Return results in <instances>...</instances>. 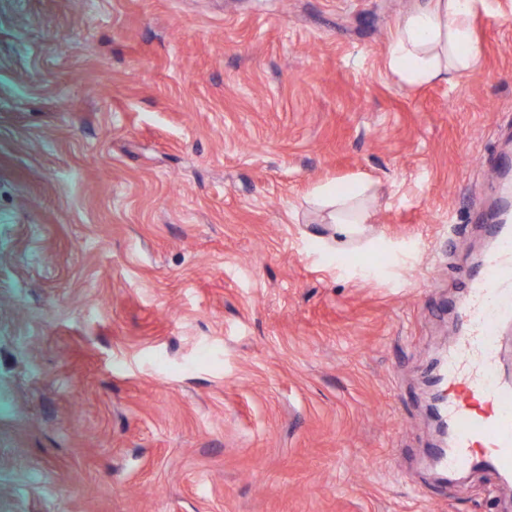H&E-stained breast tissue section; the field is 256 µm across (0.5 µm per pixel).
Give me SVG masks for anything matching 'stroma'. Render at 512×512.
<instances>
[{
    "label": "stroma",
    "mask_w": 512,
    "mask_h": 512,
    "mask_svg": "<svg viewBox=\"0 0 512 512\" xmlns=\"http://www.w3.org/2000/svg\"><path fill=\"white\" fill-rule=\"evenodd\" d=\"M0 0V512H512L439 481L423 373L491 243L512 0ZM371 183L359 243L317 187ZM431 1L397 23L387 50V70L406 84L449 82L455 72L471 68L478 61L469 18L478 9H491L492 2Z\"/></svg>",
    "instance_id": "35a3bbf8"
}]
</instances>
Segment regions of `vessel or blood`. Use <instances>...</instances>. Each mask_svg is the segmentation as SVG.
<instances>
[{
	"label": "vessel or blood",
	"instance_id": "1",
	"mask_svg": "<svg viewBox=\"0 0 512 512\" xmlns=\"http://www.w3.org/2000/svg\"><path fill=\"white\" fill-rule=\"evenodd\" d=\"M486 230L497 247L468 278V296L456 307L462 331L435 373L448 445L434 455L444 469L490 465L512 475V381L497 362V329L512 323V227Z\"/></svg>",
	"mask_w": 512,
	"mask_h": 512
}]
</instances>
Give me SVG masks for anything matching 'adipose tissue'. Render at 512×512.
I'll use <instances>...</instances> for the list:
<instances>
[{
	"mask_svg": "<svg viewBox=\"0 0 512 512\" xmlns=\"http://www.w3.org/2000/svg\"><path fill=\"white\" fill-rule=\"evenodd\" d=\"M490 7V0H432L429 6L403 17L387 50V70L415 85L447 82L454 73L475 66L478 48L469 19L475 11ZM367 191V184L359 181L346 191L323 185L315 195L333 209L341 233L353 238L371 219L372 200Z\"/></svg>",
	"mask_w": 512,
	"mask_h": 512,
	"instance_id": "1",
	"label": "adipose tissue"
}]
</instances>
